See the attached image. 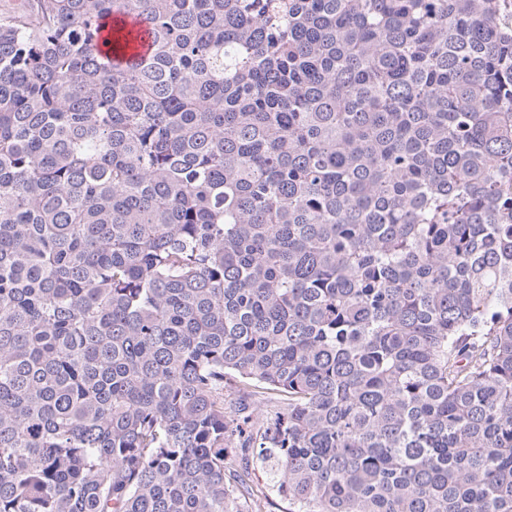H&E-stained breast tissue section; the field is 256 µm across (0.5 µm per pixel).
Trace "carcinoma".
<instances>
[{
    "instance_id": "1",
    "label": "carcinoma",
    "mask_w": 512,
    "mask_h": 512,
    "mask_svg": "<svg viewBox=\"0 0 512 512\" xmlns=\"http://www.w3.org/2000/svg\"><path fill=\"white\" fill-rule=\"evenodd\" d=\"M503 3L0 13V512H512ZM255 472L257 478L253 476V481L249 482V491L255 498L262 500L265 506L264 512H287L288 503L277 497L260 469Z\"/></svg>"
}]
</instances>
